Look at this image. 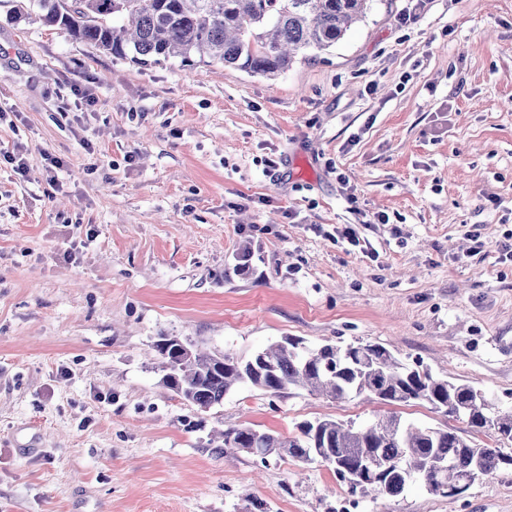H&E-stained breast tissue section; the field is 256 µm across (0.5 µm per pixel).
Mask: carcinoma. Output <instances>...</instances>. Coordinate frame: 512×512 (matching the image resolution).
<instances>
[{"label":"carcinoma","mask_w":512,"mask_h":512,"mask_svg":"<svg viewBox=\"0 0 512 512\" xmlns=\"http://www.w3.org/2000/svg\"><path fill=\"white\" fill-rule=\"evenodd\" d=\"M40 20L116 58L145 63L197 56L252 74L275 76L295 54L325 51L363 20L370 0H29ZM156 341L165 383L201 409L223 402L240 386L278 396L291 388L334 400L361 398L384 405L425 403L472 432L512 442V410L499 411L468 383L410 366L381 344L309 348L288 336L242 359L187 343ZM228 453L262 460L292 458L331 466L352 493L372 499L401 495L420 481L436 496H457L512 465V451L480 446L452 428L422 426L387 411L364 424L323 417L303 421L284 437L248 425L219 433Z\"/></svg>","instance_id":"carcinoma-1"}]
</instances>
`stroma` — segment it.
<instances>
[{"label":"stroma","mask_w":512,"mask_h":512,"mask_svg":"<svg viewBox=\"0 0 512 512\" xmlns=\"http://www.w3.org/2000/svg\"><path fill=\"white\" fill-rule=\"evenodd\" d=\"M26 4L0 0V512H337L332 469L212 432L377 404L244 386L203 410L163 383L162 336L379 343L512 409V260L491 249L512 233V0H427L414 24L372 0L272 79L115 58ZM362 504L512 512V466Z\"/></svg>","instance_id":"stroma-1"}]
</instances>
